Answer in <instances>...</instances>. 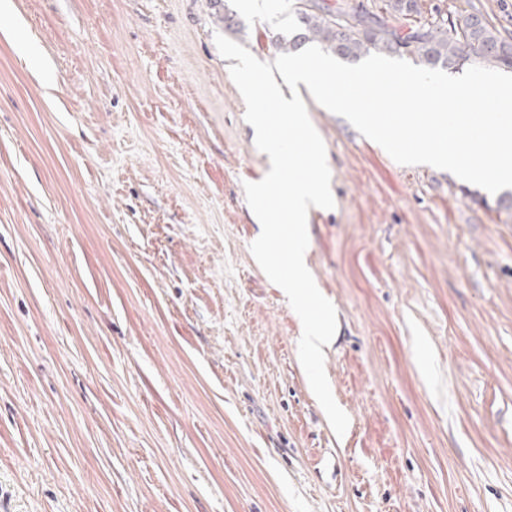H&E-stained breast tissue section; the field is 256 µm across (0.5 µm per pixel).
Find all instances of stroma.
Masks as SVG:
<instances>
[{
	"label": "stroma",
	"instance_id": "35a3bbf8",
	"mask_svg": "<svg viewBox=\"0 0 512 512\" xmlns=\"http://www.w3.org/2000/svg\"><path fill=\"white\" fill-rule=\"evenodd\" d=\"M225 4L0 14V512H512V210L301 88L336 436L250 251L270 160L214 41L274 61L294 0Z\"/></svg>",
	"mask_w": 512,
	"mask_h": 512
}]
</instances>
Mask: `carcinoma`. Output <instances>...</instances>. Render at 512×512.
<instances>
[{"mask_svg":"<svg viewBox=\"0 0 512 512\" xmlns=\"http://www.w3.org/2000/svg\"><path fill=\"white\" fill-rule=\"evenodd\" d=\"M295 23L272 44L281 53H295L308 44L348 61L370 54H407L435 69L460 70L480 62L512 69V43L485 16L458 12L420 21V0H384L383 11L363 0H297Z\"/></svg>","mask_w":512,"mask_h":512,"instance_id":"1","label":"carcinoma"}]
</instances>
